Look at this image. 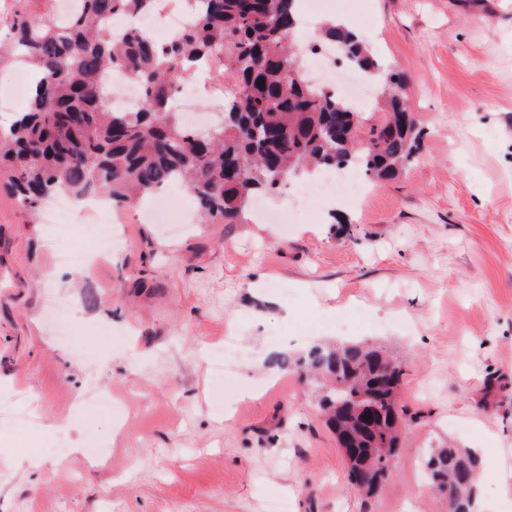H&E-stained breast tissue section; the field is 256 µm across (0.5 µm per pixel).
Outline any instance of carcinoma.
<instances>
[{
	"instance_id": "carcinoma-1",
	"label": "carcinoma",
	"mask_w": 512,
	"mask_h": 512,
	"mask_svg": "<svg viewBox=\"0 0 512 512\" xmlns=\"http://www.w3.org/2000/svg\"><path fill=\"white\" fill-rule=\"evenodd\" d=\"M157 2L79 0L63 23L41 15L14 24L13 55L37 67L39 78L28 109L0 129V186L25 211L34 213L60 191L77 202L97 191L131 206L179 183L197 202L198 223L238 224L255 194L292 175L352 165L390 180L415 159L423 133L403 93L405 75L383 73L386 115L363 129L346 100L315 89L304 54L290 45L300 24L298 0H185L196 21L166 47L136 27L113 33L109 19L146 14ZM324 37L352 66L376 68L364 40L335 25ZM216 49L237 83L224 119L201 136L176 111V82L181 68ZM107 70L143 83L139 111L109 109L101 85ZM294 366L318 384L327 426L351 449L346 474L368 475L354 487L373 494L407 421L398 404L402 364L383 347L358 342L317 345ZM424 467L448 494V512H478L471 449L433 448Z\"/></svg>"
}]
</instances>
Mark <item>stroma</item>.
I'll return each instance as SVG.
<instances>
[{"label": "stroma", "mask_w": 512, "mask_h": 512, "mask_svg": "<svg viewBox=\"0 0 512 512\" xmlns=\"http://www.w3.org/2000/svg\"><path fill=\"white\" fill-rule=\"evenodd\" d=\"M346 8L425 132L364 203L321 215L285 188L258 201L289 223L176 230L125 207L122 248L85 274L0 189V397L20 413L0 425V512H448L422 466L448 442L488 461L482 512H512V0ZM337 340L405 372L404 449L369 498L305 377L271 363ZM99 389L118 410L87 403Z\"/></svg>", "instance_id": "stroma-1"}]
</instances>
